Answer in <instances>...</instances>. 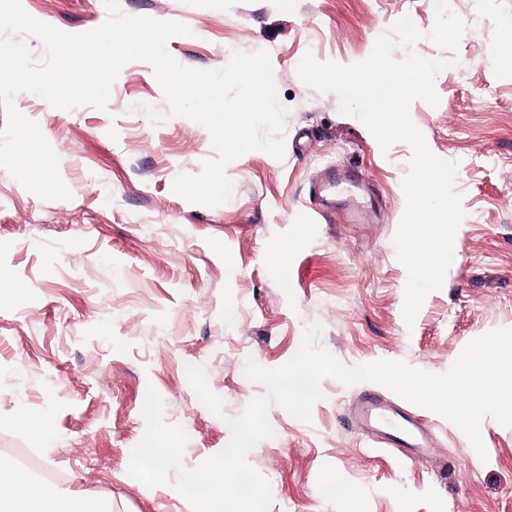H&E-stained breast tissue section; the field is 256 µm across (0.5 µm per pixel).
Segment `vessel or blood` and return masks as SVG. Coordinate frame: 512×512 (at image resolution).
Returning a JSON list of instances; mask_svg holds the SVG:
<instances>
[{"label":"vessel or blood","instance_id":"b4317fda","mask_svg":"<svg viewBox=\"0 0 512 512\" xmlns=\"http://www.w3.org/2000/svg\"><path fill=\"white\" fill-rule=\"evenodd\" d=\"M356 175L329 173L316 189L320 199L314 211L318 216H327L329 210L346 208L350 213H363V206L357 205L350 186L356 185ZM359 415L375 431L378 444L399 449L408 461L418 458L429 446L431 428L427 422L403 411L388 409L380 396L366 395L359 403Z\"/></svg>","mask_w":512,"mask_h":512}]
</instances>
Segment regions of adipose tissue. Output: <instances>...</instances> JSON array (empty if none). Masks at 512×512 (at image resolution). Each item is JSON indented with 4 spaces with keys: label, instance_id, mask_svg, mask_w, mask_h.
<instances>
[{
    "label": "adipose tissue",
    "instance_id": "obj_1",
    "mask_svg": "<svg viewBox=\"0 0 512 512\" xmlns=\"http://www.w3.org/2000/svg\"><path fill=\"white\" fill-rule=\"evenodd\" d=\"M0 512H112L104 504L95 506L64 501L49 487L27 478L19 464L0 456Z\"/></svg>",
    "mask_w": 512,
    "mask_h": 512
}]
</instances>
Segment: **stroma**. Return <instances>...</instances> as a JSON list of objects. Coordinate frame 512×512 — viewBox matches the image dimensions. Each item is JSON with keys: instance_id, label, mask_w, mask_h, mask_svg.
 Segmentation results:
<instances>
[{"instance_id": "stroma-1", "label": "stroma", "mask_w": 512, "mask_h": 512, "mask_svg": "<svg viewBox=\"0 0 512 512\" xmlns=\"http://www.w3.org/2000/svg\"><path fill=\"white\" fill-rule=\"evenodd\" d=\"M37 21L76 35L98 28L103 0H21ZM131 16L184 24L169 39L181 65L224 67L268 51L284 108L285 156L251 151L230 162V198L216 207L172 190L215 159L209 131L169 116L151 63H126L105 109L51 106L21 91L59 160L70 199L44 200L0 169V455L65 495L104 499L112 512H194L167 483L131 477L146 392L187 435L193 469L223 450L229 420L266 393L247 361L285 365L304 333L347 366L380 360L447 371L466 345L512 328V0H120ZM420 32L407 52L441 60L438 105L409 109L430 151L456 163L465 216L441 289L413 325L408 279L393 238L404 214L410 145L381 151L331 92L304 85L305 54L348 66L366 59L402 16ZM166 114L153 125L145 106ZM356 173L369 220H320L310 189L324 167ZM282 254L281 266L270 262ZM309 421L279 404L274 435L248 463L269 484V512H512V427L484 417L485 455L443 416L392 391L385 398L432 424L435 445L413 463L374 447L357 402L378 383L326 376ZM40 417L41 427L23 416ZM349 494L337 498L333 488Z\"/></svg>"}]
</instances>
